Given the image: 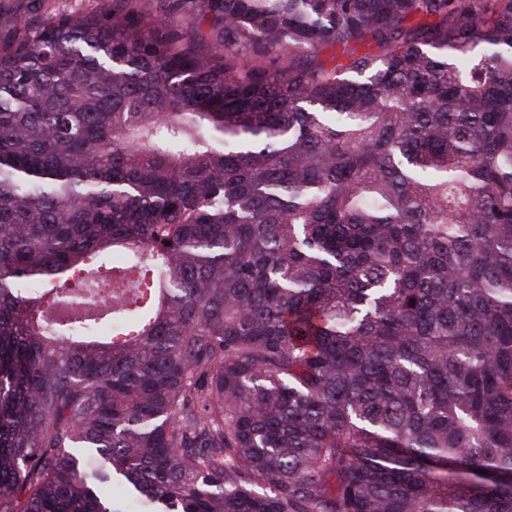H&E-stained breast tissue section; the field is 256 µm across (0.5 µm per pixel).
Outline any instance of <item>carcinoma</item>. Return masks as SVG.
<instances>
[{"label":"carcinoma","instance_id":"carcinoma-1","mask_svg":"<svg viewBox=\"0 0 512 512\" xmlns=\"http://www.w3.org/2000/svg\"><path fill=\"white\" fill-rule=\"evenodd\" d=\"M196 5L0 41V512H512V0Z\"/></svg>","mask_w":512,"mask_h":512}]
</instances>
